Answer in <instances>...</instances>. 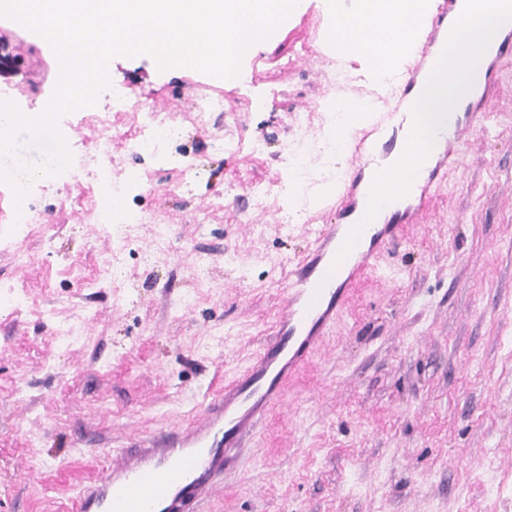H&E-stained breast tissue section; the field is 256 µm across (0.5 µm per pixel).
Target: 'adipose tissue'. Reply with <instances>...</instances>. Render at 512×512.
<instances>
[{
    "instance_id": "obj_1",
    "label": "adipose tissue",
    "mask_w": 512,
    "mask_h": 512,
    "mask_svg": "<svg viewBox=\"0 0 512 512\" xmlns=\"http://www.w3.org/2000/svg\"><path fill=\"white\" fill-rule=\"evenodd\" d=\"M333 25L327 34L336 54L358 60L376 87L385 77L406 70L416 46L423 40L433 10V0H323ZM373 103L368 98L337 99L327 109L330 122L317 143L322 157L309 167L305 155L288 162V207L298 210L308 180L316 185L311 203H319L345 168L349 135Z\"/></svg>"
}]
</instances>
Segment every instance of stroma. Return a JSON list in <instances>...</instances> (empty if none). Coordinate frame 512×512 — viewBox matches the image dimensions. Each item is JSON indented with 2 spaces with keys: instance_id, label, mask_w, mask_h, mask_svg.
I'll return each instance as SVG.
<instances>
[{
  "instance_id": "stroma-1",
  "label": "stroma",
  "mask_w": 512,
  "mask_h": 512,
  "mask_svg": "<svg viewBox=\"0 0 512 512\" xmlns=\"http://www.w3.org/2000/svg\"><path fill=\"white\" fill-rule=\"evenodd\" d=\"M308 2L242 60L241 86L188 67L162 71L145 55L112 59L133 100L220 94L225 131L265 144L256 155L217 151L211 130L176 113L173 148L199 167L188 184L117 149L124 169L151 175L127 206L158 218L132 227L127 287L101 275L113 245L76 204L83 185L66 173L34 184L28 205L47 222L30 237L14 226L15 194L0 182V276L22 294L0 301V512H73L103 449L186 425L204 394L271 338L309 225L338 217L325 207L283 224L276 206L254 207L248 188L285 177L299 117L311 115L316 138L326 101L375 93L356 62L321 49L330 19L322 0ZM1 53L17 59L23 109L46 108L54 55L23 29ZM340 69L349 84L333 81ZM495 72L431 214L385 251L284 406L246 440L233 484L216 487L202 512H512V58ZM230 184L238 204L213 211ZM161 223L171 249L143 263ZM77 258L98 287L59 277Z\"/></svg>"
}]
</instances>
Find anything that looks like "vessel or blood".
Here are the masks:
<instances>
[{
	"label": "vessel or blood",
	"mask_w": 512,
	"mask_h": 512,
	"mask_svg": "<svg viewBox=\"0 0 512 512\" xmlns=\"http://www.w3.org/2000/svg\"><path fill=\"white\" fill-rule=\"evenodd\" d=\"M456 2L440 0L406 79L389 91L396 108L369 114L367 127L353 134V163L343 177L344 190L336 203L339 215L354 213L371 192L378 174L372 166L373 152L393 150V143L384 141L382 135L411 108L432 46L449 22L458 18ZM455 164L448 155L439 156L426 172L417 205L406 210L402 223L364 229L368 245H354L346 256H339L338 251L349 225H313L307 255L285 280L275 332L253 363L212 394L197 421L157 438L136 441L114 455L111 463L83 482L76 512H194L217 485L233 481L232 463L244 451L243 439L253 432L258 419L283 406L289 381L306 367L326 331L335 325L339 309L354 296L388 246L431 212L436 202L432 187Z\"/></svg>",
	"instance_id": "b4317fda"
}]
</instances>
